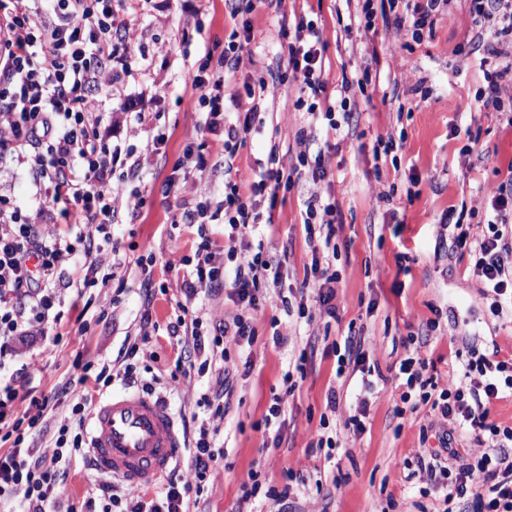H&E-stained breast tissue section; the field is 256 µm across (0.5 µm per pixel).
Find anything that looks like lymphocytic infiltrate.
<instances>
[{"label":"lymphocytic infiltrate","mask_w":512,"mask_h":512,"mask_svg":"<svg viewBox=\"0 0 512 512\" xmlns=\"http://www.w3.org/2000/svg\"><path fill=\"white\" fill-rule=\"evenodd\" d=\"M470 11L496 25V43L488 51L500 63L484 70L481 100L484 108L502 112L504 91L512 86V0H470ZM250 40L251 27L243 25L225 46L215 71L202 66L191 76L194 109L206 110L209 126L224 127L228 167L243 134L253 128L261 97L283 81L279 75L259 80V97L252 100L242 122L224 125V84L238 72ZM137 50L133 27L128 19L115 16L112 0H0V159L9 156L28 164L35 174L38 201L31 214L0 196V431L16 433L12 446L0 452V512H47L51 494L73 457L89 452L80 433L70 440L58 435L51 451L41 454L24 448L18 433L21 423L37 425L47 403L29 391L27 368L7 370L6 360L17 357V341L45 335L49 322L60 321L54 281L59 265L83 258L87 275L98 272L103 252L93 226L99 219H111L122 206L126 189L114 180L121 152L107 143L110 132L102 127L104 115L94 93L108 87L125 109L136 110L139 124H147L148 115L121 81L137 60ZM322 60L317 25L297 21L295 40L288 46V67L312 100H297L295 107L324 115L334 130L338 124L333 108H321L319 103L326 90ZM282 179V171L262 172L247 196L238 182L225 180L228 240L255 228L258 198L277 194ZM490 194L491 234L474 247L473 271L485 286L481 299L489 300L491 313L498 317L512 310V175ZM227 255L236 261L233 268L213 265L208 242H201L196 277L182 284L188 298L205 287L230 289L236 299L239 311L219 323L212 341L216 348L254 338L258 294L279 275L278 265L262 253L241 256L231 245ZM311 269L301 287L312 291L319 311L335 317L340 277L331 266L316 261ZM404 346L397 371L403 387L400 399L409 403L411 390H419L421 404L429 406L439 422L435 436L446 452L442 458L418 457L420 474L457 512H512V426L490 418L492 404L512 393V357L503 359L498 351L465 344L458 352L457 381L443 385L429 374L414 337H407ZM216 383L212 422L199 428L193 441L187 478L168 477L152 500L122 483L101 484L102 512H189L186 494L191 484L215 478L219 471L220 454L214 444L232 393L227 373H219ZM459 431L479 444L476 455L463 459L453 453Z\"/></svg>","instance_id":"f902f5d3"}]
</instances>
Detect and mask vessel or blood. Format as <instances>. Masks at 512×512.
I'll use <instances>...</instances> for the list:
<instances>
[{"label": "vessel or blood", "mask_w": 512, "mask_h": 512, "mask_svg": "<svg viewBox=\"0 0 512 512\" xmlns=\"http://www.w3.org/2000/svg\"><path fill=\"white\" fill-rule=\"evenodd\" d=\"M91 467L139 489L153 484L178 458L181 440L162 403L145 395H115L89 415Z\"/></svg>", "instance_id": "obj_1"}]
</instances>
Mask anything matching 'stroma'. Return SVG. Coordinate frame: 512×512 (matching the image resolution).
I'll return each mask as SVG.
<instances>
[{"instance_id":"stroma-1","label":"stroma","mask_w":512,"mask_h":512,"mask_svg":"<svg viewBox=\"0 0 512 512\" xmlns=\"http://www.w3.org/2000/svg\"><path fill=\"white\" fill-rule=\"evenodd\" d=\"M382 14L389 0H267L250 14L253 39L245 48L236 77L224 87L248 104L246 85H257L269 72L288 71V42L283 31L299 19L314 20L322 32L325 95L329 105L350 113L339 130L326 120L296 109L304 92L291 79L267 97L266 109L238 146L232 170L224 168V134L210 131L202 112H188L187 79L205 55L220 56L234 27L225 0H209L206 10H182L177 0H145L132 22L148 68L133 65L123 81L128 92L158 89L151 108L153 126L136 130L134 113L121 111L106 92L97 99L105 117L116 124L113 144L139 161L137 177L128 181L143 205L120 207L98 239L114 265L107 284L88 286L76 294L71 284L82 277L78 262L58 271L62 314L60 337L33 339L21 360L28 365L38 395L49 397L45 417L25 428V446L52 447L60 426L70 424L76 395L99 402L129 393L113 380L105 388L79 382L75 357L121 364V352L139 345L141 382H154L155 399L176 423L198 430L207 420L200 402L208 388L200 363L235 365L231 408L224 418L222 468L191 503L190 512H239L244 484L251 472L276 488L288 482L289 471L303 472L306 489L290 496L292 512H439L437 495L421 496L422 475H409L421 441V427L434 424L428 406L397 416L402 389L395 368L405 354L407 336L424 340L422 355L440 381L452 378L455 352L464 332L483 343H495L502 355L512 354V317L493 316L487 305H475L483 283L473 272L469 250L489 233L492 216L489 186L501 182L512 166V125L505 115L484 109L478 99L483 85V56L472 40L490 24L472 14L467 0H450L447 14L437 16L430 36L414 42L406 29L377 22L365 31L359 16L364 2ZM368 75L365 87L342 91L343 80ZM164 143L151 147L154 131ZM323 150L328 164L324 181H313L296 156L302 146ZM202 149L208 166L198 171L188 150ZM275 168L289 173V188L276 202L259 205L261 232H244L237 250L263 252L281 262L279 288L262 294L252 342L229 344L225 355L211 345L194 347L191 337L175 336L171 325L181 316L185 297L180 289L185 268H168L172 254L194 257L202 238H209L216 261L227 259L224 225L179 224L181 198L167 190L173 170L194 182L209 211L224 206V180H254ZM33 178L27 167L7 163L0 171V193L23 209L36 210ZM336 202L341 224L336 233L335 268L339 319L306 321L287 316L285 303H298V288L313 256H326L319 240L309 239L304 225L305 202L311 195ZM463 218L469 245L452 249L454 226L448 214ZM156 329L141 338L143 313ZM282 343H274L273 333ZM363 336L371 364L386 378L368 395L365 430L356 434L345 421L357 409L360 374L337 378L334 341ZM185 354L184 374L171 382L178 354ZM303 362V379L287 390L285 376ZM69 385V396L59 389ZM338 404L329 408L327 396ZM283 397L278 419L267 420L274 397ZM336 430L339 445L311 447L321 419ZM278 428L280 439L268 434ZM103 478L83 462L71 465L56 496L62 505L86 512L87 499Z\"/></svg>"}]
</instances>
